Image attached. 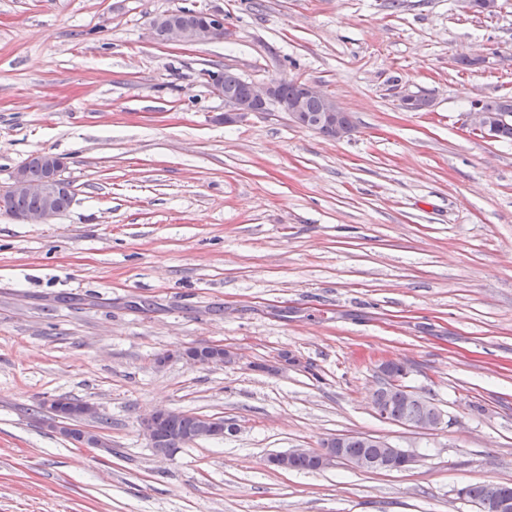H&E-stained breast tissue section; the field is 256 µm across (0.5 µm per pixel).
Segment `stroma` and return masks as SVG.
Returning a JSON list of instances; mask_svg holds the SVG:
<instances>
[{"label": "stroma", "mask_w": 512, "mask_h": 512, "mask_svg": "<svg viewBox=\"0 0 512 512\" xmlns=\"http://www.w3.org/2000/svg\"><path fill=\"white\" fill-rule=\"evenodd\" d=\"M182 7L228 37L157 40ZM227 69L317 86L353 134L225 122ZM504 94L512 0H0V190L46 152L75 192L47 224L0 210V512H476L460 487L512 482V141L465 113ZM216 343L238 362L174 356ZM385 360L434 430L374 413ZM52 396L94 404L108 447L61 437ZM158 407L236 430L170 461ZM360 434L419 460L266 462Z\"/></svg>", "instance_id": "1"}]
</instances>
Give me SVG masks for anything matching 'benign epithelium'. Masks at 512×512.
Segmentation results:
<instances>
[{"instance_id": "benign-epithelium-1", "label": "benign epithelium", "mask_w": 512, "mask_h": 512, "mask_svg": "<svg viewBox=\"0 0 512 512\" xmlns=\"http://www.w3.org/2000/svg\"><path fill=\"white\" fill-rule=\"evenodd\" d=\"M204 23L193 29H185L179 25L169 27L166 32V42L175 44H188L205 42L210 38H222L227 33L224 14L199 9ZM316 99L322 105L320 122L317 125L309 124L304 114L303 101ZM228 106L224 114V122L232 123L249 114L266 112L274 105L284 112L290 122L297 126L318 132L320 128H330L334 131L333 138L341 140L348 137L353 128L340 121V113L343 108L331 95L305 82L301 87V96L297 100L288 101L279 97V81L275 79L263 83L250 82L246 87L245 102H240L232 95L224 97ZM467 124L475 132L489 136V128L485 121L484 113L479 110V105L474 103L467 110ZM44 167V177L39 181L29 179L24 168H17L9 183V189L13 192L37 196L43 199L46 206L35 211H27L17 215V218L30 224H46L56 217L51 212V201L61 191L68 189L66 183L60 179V158L48 153H36L33 155ZM178 357L191 366H204L214 362L231 363L235 359L234 353L221 346L212 345L202 352L190 348L178 352ZM42 410L49 414L53 425L76 448H99L107 446L106 441L94 430L87 427V423L96 418L97 408L88 403L76 404L64 397H51L44 400ZM171 413L166 408L153 410L143 421V433L149 444L157 442L156 425ZM343 440H336V450L326 451L318 448H296L284 453L273 454L268 458L271 465L280 469H288L289 462L300 456H313L319 466L330 468L338 463L349 465L365 471H377L379 469L404 470L417 462V455L409 450L395 448L383 440L374 437H366V445L383 449V455L375 460H353L343 454Z\"/></svg>"}]
</instances>
